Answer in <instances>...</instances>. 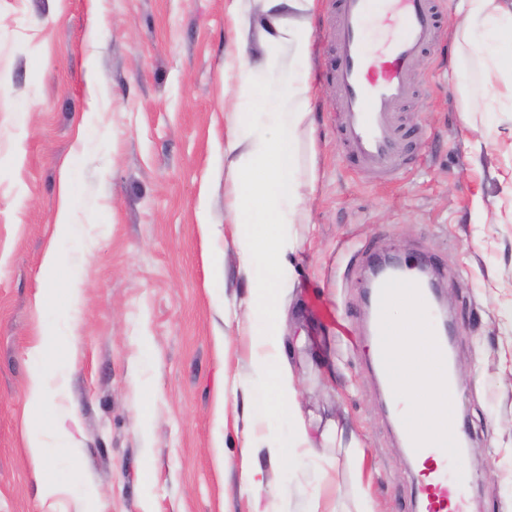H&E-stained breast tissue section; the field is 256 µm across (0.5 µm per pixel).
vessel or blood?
Returning <instances> with one entry per match:
<instances>
[{"label": "vessel or blood", "mask_w": 512, "mask_h": 512, "mask_svg": "<svg viewBox=\"0 0 512 512\" xmlns=\"http://www.w3.org/2000/svg\"><path fill=\"white\" fill-rule=\"evenodd\" d=\"M443 0H338L331 34L336 49L332 79L336 86V110L342 118V136L350 157L383 177L400 174L407 165L406 144L400 114L421 90L413 62L438 42L445 23ZM388 16L399 29L397 39L380 55L369 45V22ZM415 300L419 309L429 307L426 293L411 277L383 280L372 295L379 322L374 348L377 362L387 377H395L401 365L391 347L390 329L381 324L388 304L398 294ZM408 453L428 467L427 478L417 486L424 512H464L462 477H449L448 465L462 453L456 415H449L446 432L433 440L408 439Z\"/></svg>", "instance_id": "obj_1"}]
</instances>
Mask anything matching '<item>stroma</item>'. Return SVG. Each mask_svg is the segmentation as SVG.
Segmentation results:
<instances>
[{
  "label": "stroma",
  "instance_id": "1",
  "mask_svg": "<svg viewBox=\"0 0 512 512\" xmlns=\"http://www.w3.org/2000/svg\"><path fill=\"white\" fill-rule=\"evenodd\" d=\"M226 0H0V512H255L242 464L275 512H418L369 353L365 278L388 256L442 271L469 442L466 512L512 504V114L479 103L462 125L456 54L427 53L401 116L404 173L352 166L339 142L333 54L319 0L311 59L318 180L284 289L283 339L305 413L339 420L361 461L332 443L303 466L270 458L287 438L271 386L253 375L248 280L224 189L237 55ZM104 20L90 32L88 17ZM93 66L102 96L89 101ZM481 152H474L475 143ZM73 229L56 233L61 208ZM212 232H205V225ZM61 264L45 271L48 249ZM82 301L68 302L71 280ZM48 288L53 303L35 300ZM76 318L74 347H48L54 389L27 399L41 328ZM305 345H298V336ZM270 405L256 423V404ZM40 434L43 464L28 440ZM55 495L41 492L45 480Z\"/></svg>",
  "mask_w": 512,
  "mask_h": 512
}]
</instances>
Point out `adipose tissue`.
<instances>
[{
    "label": "adipose tissue",
    "instance_id": "adipose-tissue-1",
    "mask_svg": "<svg viewBox=\"0 0 512 512\" xmlns=\"http://www.w3.org/2000/svg\"><path fill=\"white\" fill-rule=\"evenodd\" d=\"M249 0H229L227 13L237 40L258 38L255 60L240 59L235 99L254 105L259 115H236L224 137V156L237 172L225 189L229 223L239 227V258L252 284L249 311L264 327L256 344V374L273 382L277 407L293 423L287 439L267 441L270 457L299 460L317 442L340 439L336 422L305 417L295 403L293 366L282 355L279 340L283 306L281 288L292 277L286 258L299 248L293 227L305 223V203L315 188V169H304L302 140L312 138L311 103L314 86L313 20L318 0H256L266 26L254 33ZM457 54L453 72L462 112L487 95L512 100V74H505L503 57L512 52V0H460L454 30ZM394 326L391 345L404 364L394 389L416 438L427 439L448 415L441 375L430 359L433 338L419 320L417 304L401 296L388 309Z\"/></svg>",
    "mask_w": 512,
    "mask_h": 512
}]
</instances>
